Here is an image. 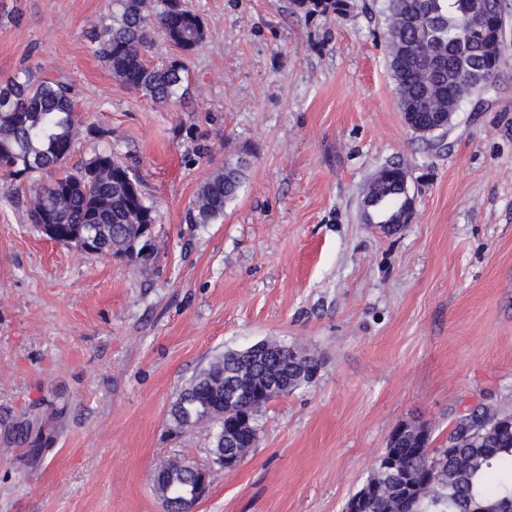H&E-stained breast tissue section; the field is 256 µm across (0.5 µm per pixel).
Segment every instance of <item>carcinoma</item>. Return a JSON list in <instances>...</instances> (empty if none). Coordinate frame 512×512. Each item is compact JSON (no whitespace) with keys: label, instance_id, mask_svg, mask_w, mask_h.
Returning a JSON list of instances; mask_svg holds the SVG:
<instances>
[{"label":"carcinoma","instance_id":"carcinoma-1","mask_svg":"<svg viewBox=\"0 0 512 512\" xmlns=\"http://www.w3.org/2000/svg\"><path fill=\"white\" fill-rule=\"evenodd\" d=\"M484 20L471 24L476 4ZM111 23L96 35L98 53L112 74L153 100L177 102L187 94L185 68L172 60L161 66L145 62L144 52L156 30L181 52L203 43L199 16L180 0H113ZM500 0H385L389 66L401 110L417 113L429 125L434 113L453 116L465 99L493 89L502 61V45L493 37ZM0 180L11 186L43 172L53 177L34 184L30 220L43 214L62 227L58 243L79 247L97 238L106 254L147 270L150 255L130 250L129 239L142 224L157 223L155 207L146 202L129 166L110 151L96 153L83 166L70 169L82 117L70 85L29 71L0 85ZM394 166L379 170L369 182L365 203L393 206L383 223L397 224L406 200L404 184L393 178ZM241 168L219 170L205 182L188 209L192 224H207L224 215L241 187ZM295 348L264 342L245 358L234 350L216 355L178 392L168 409L174 433L208 426L216 454L242 458L260 440L259 417L271 401L258 392L288 380L292 392L314 381L319 361L308 353L294 362ZM418 428L411 423L397 446L383 456L396 459L394 475L377 463L363 484L358 512H469L474 507L512 503V426L498 430L489 410L462 417L448 432L455 440L446 448H418ZM154 490L174 502L187 498L191 479L184 461L164 464Z\"/></svg>","mask_w":512,"mask_h":512}]
</instances>
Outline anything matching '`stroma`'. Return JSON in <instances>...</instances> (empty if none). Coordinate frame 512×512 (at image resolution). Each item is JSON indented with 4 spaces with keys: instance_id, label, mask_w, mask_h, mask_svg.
Segmentation results:
<instances>
[{
    "instance_id": "stroma-1",
    "label": "stroma",
    "mask_w": 512,
    "mask_h": 512,
    "mask_svg": "<svg viewBox=\"0 0 512 512\" xmlns=\"http://www.w3.org/2000/svg\"><path fill=\"white\" fill-rule=\"evenodd\" d=\"M182 0L205 38L176 104L115 78L91 35L110 0H0V84L72 85L68 166L109 149L157 207L152 272L46 239L0 187V512H163L152 475L211 463L201 428L168 432L176 392L227 350L276 340L319 356L274 398L259 442L212 465L192 512H343L392 429L512 412V0L493 91L463 102L443 147L404 122L382 0ZM407 174L409 223L362 219L382 167ZM244 179L223 217L187 211L218 168ZM29 422L19 443L16 429Z\"/></svg>"
}]
</instances>
